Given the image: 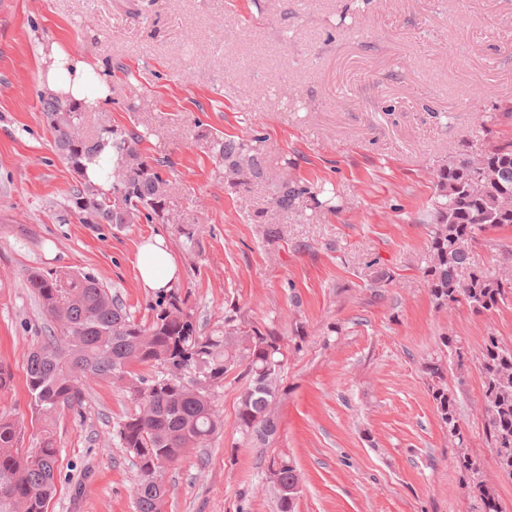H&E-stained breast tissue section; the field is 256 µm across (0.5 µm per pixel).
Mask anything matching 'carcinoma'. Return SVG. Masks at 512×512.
Instances as JSON below:
<instances>
[{
    "mask_svg": "<svg viewBox=\"0 0 512 512\" xmlns=\"http://www.w3.org/2000/svg\"><path fill=\"white\" fill-rule=\"evenodd\" d=\"M43 112L63 158L83 174L85 162L97 158L104 140L112 142L116 161L105 174L106 191L92 184L72 190L73 207L89 224H130L153 221L169 183L157 166L140 152L142 137L119 136L111 129L96 139L80 137L87 101L73 103L49 94L42 96ZM214 148L238 183L263 176L249 141L213 140ZM436 201L428 245L426 276L431 296L453 312L460 304L480 314L498 311L512 291V251L504 273L494 275L477 266L472 243L481 232L512 227V139L498 138L484 151L463 155L435 174ZM281 194L274 207L293 211L308 194L294 179L281 178ZM30 288L54 323L49 336L33 347L26 363L29 407L42 426L39 446L22 447V428L0 414V490L5 512H48L56 491L58 448L51 424L65 408L73 409L84 391L102 381L124 386L135 411L117 425L122 448L135 460L138 481L134 489L136 512H163L167 496L165 467L186 448H201L224 427L212 401L230 371L242 368L245 379L237 423L253 443L269 445L278 430L272 405L286 349L277 332L258 327L244 330L233 316L206 335L201 332L188 297L174 289L151 306L149 323L136 322L110 288L87 272L36 271ZM143 367H157L143 375ZM483 378L484 433L502 474L512 479V347L494 333L483 339L478 358ZM435 383L431 396L448 436L463 443L456 399L448 393L444 367H427ZM203 384L183 381L187 373ZM280 478L272 481L276 512H296L299 476L293 461L279 455ZM458 465L473 483L484 512H503L498 496L479 480L475 461L464 455Z\"/></svg>",
    "mask_w": 512,
    "mask_h": 512,
    "instance_id": "1",
    "label": "carcinoma"
}]
</instances>
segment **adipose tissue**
<instances>
[{
    "label": "adipose tissue",
    "instance_id": "obj_1",
    "mask_svg": "<svg viewBox=\"0 0 512 512\" xmlns=\"http://www.w3.org/2000/svg\"><path fill=\"white\" fill-rule=\"evenodd\" d=\"M43 79L49 92L75 100L92 99L106 104L109 91L105 78L94 76L81 56L52 45L44 61ZM138 281L146 292L159 294L169 291L180 279V268L162 235L144 239L138 249Z\"/></svg>",
    "mask_w": 512,
    "mask_h": 512
}]
</instances>
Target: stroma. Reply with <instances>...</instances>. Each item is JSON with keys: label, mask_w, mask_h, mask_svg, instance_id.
<instances>
[{"label": "stroma", "mask_w": 512, "mask_h": 512, "mask_svg": "<svg viewBox=\"0 0 512 512\" xmlns=\"http://www.w3.org/2000/svg\"><path fill=\"white\" fill-rule=\"evenodd\" d=\"M55 42L107 77L111 102L84 113L81 134H142V155L174 184L153 221L88 224L72 209L81 175L40 102ZM222 136L255 141L263 179L235 184L212 150ZM494 137L512 138V0H0V364L13 374L0 412L36 445L25 364L50 321L29 274L91 273L146 323L155 298L136 259L159 232L203 332L233 311L288 344L273 442L240 432L244 381L228 373L213 393L224 427L168 467L165 512H274L277 453L297 467V512H482L463 454L512 512L477 368L488 333L512 346V298L451 313L424 273L436 172ZM285 172L333 190V208L304 198L276 213ZM510 250L505 227L479 234L472 256L496 273ZM379 269L392 283L375 287ZM437 360L460 443L429 390ZM133 410L103 382L61 411L48 512H136L137 470L115 436Z\"/></svg>", "instance_id": "1"}]
</instances>
